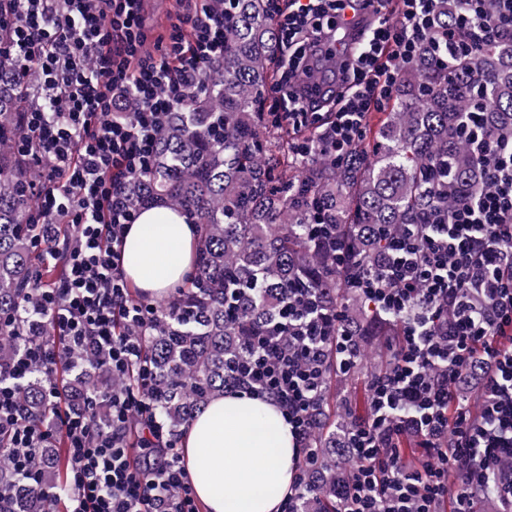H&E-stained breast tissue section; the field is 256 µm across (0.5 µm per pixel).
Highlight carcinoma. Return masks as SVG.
<instances>
[{"instance_id": "carcinoma-1", "label": "carcinoma", "mask_w": 512, "mask_h": 512, "mask_svg": "<svg viewBox=\"0 0 512 512\" xmlns=\"http://www.w3.org/2000/svg\"><path fill=\"white\" fill-rule=\"evenodd\" d=\"M461 0H437L434 39L397 73V93L376 134L372 151L356 145L342 157L313 149L293 159L287 122L268 111L266 91L286 79L287 59L277 54L273 0H211L224 13L228 41L224 61L212 66L201 90L172 112L156 134L150 171L126 187L129 201L149 209L167 206L197 227L193 270L173 288V311L157 318L143 358L156 373V413L172 442L232 383L230 368L249 333L274 323L289 285L315 288L328 309L345 305L344 325L357 336L364 323L392 336L393 322L370 316L355 298L343 301L332 254L313 238L320 218L341 230L338 247L349 261L370 264L387 238L406 224H424L488 187L482 167L461 133L464 113L480 105L489 130L512 135V36L479 50L448 57L445 36ZM16 61L0 58V313L11 314L37 272L28 185L33 180L12 149L37 85L32 69L21 84ZM46 320L15 334L0 332V374ZM331 361L319 393L313 444L319 462L303 512H336V482L346 474L339 453L345 415L326 422L332 388ZM36 368L18 383L23 419L42 424L52 405ZM0 495L11 512H45L39 490L63 485L66 463L55 448L37 457L39 489L12 467L1 449Z\"/></svg>"}]
</instances>
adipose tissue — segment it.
I'll return each mask as SVG.
<instances>
[{
	"label": "adipose tissue",
	"instance_id": "1",
	"mask_svg": "<svg viewBox=\"0 0 512 512\" xmlns=\"http://www.w3.org/2000/svg\"><path fill=\"white\" fill-rule=\"evenodd\" d=\"M195 238V226L173 210L143 211L122 241L125 278L145 293L166 290L190 265ZM183 456L207 512H277L292 486L297 448L276 404L227 394L191 423Z\"/></svg>",
	"mask_w": 512,
	"mask_h": 512
}]
</instances>
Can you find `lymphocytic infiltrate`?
Returning a JSON list of instances; mask_svg holds the SVG:
<instances>
[{
  "label": "lymphocytic infiltrate",
  "instance_id": "obj_1",
  "mask_svg": "<svg viewBox=\"0 0 512 512\" xmlns=\"http://www.w3.org/2000/svg\"><path fill=\"white\" fill-rule=\"evenodd\" d=\"M292 2L275 14L288 76L268 108L307 129L296 158L314 145L341 156L364 140L367 113L391 101L398 67L431 38L436 0H401L397 17H381L320 101L301 76L335 58L346 45L345 12L372 0ZM498 2L491 18L484 0H462L449 48L512 33V0ZM142 11L143 0H13L0 11V26L11 30L0 55L40 76L42 102L25 112L15 140L37 171L33 246L43 262L64 268L58 284L34 282L14 315L17 323L48 317L52 336L30 340L8 372L21 378L80 351L125 381L75 403L61 380L49 378L55 407L40 426L23 421L15 389L0 383V436L15 467L28 468L38 449L65 436V512H199L182 457L156 416L155 375L142 356L160 309L132 297L120 246L139 216L126 180L148 173L156 130L223 61L227 37L208 0H189L182 22L157 43ZM131 99L138 107L128 119L121 110ZM466 126L489 189L451 210L446 223L406 225L376 267L346 274L348 293L394 320L399 334L387 343L390 368L369 380V417L343 442L356 466L336 488L341 512H474L480 500L512 512V138L486 132L478 112L468 113ZM246 345L233 389L270 398L288 421L298 454L280 512H299L317 459L311 437L327 358L356 373L359 344L339 318L319 311L310 289L294 288L285 321ZM407 435L425 451L419 466L401 457ZM165 489L175 497L164 499Z\"/></svg>",
  "mask_w": 512,
  "mask_h": 512
}]
</instances>
